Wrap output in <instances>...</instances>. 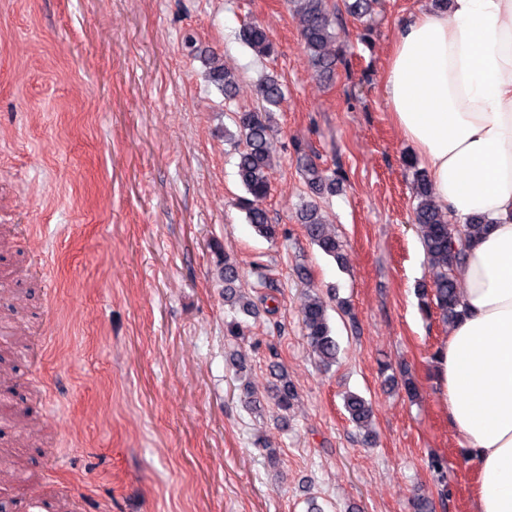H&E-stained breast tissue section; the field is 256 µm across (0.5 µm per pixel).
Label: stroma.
Returning a JSON list of instances; mask_svg holds the SVG:
<instances>
[{
	"label": "stroma",
	"instance_id": "1",
	"mask_svg": "<svg viewBox=\"0 0 512 512\" xmlns=\"http://www.w3.org/2000/svg\"><path fill=\"white\" fill-rule=\"evenodd\" d=\"M333 2L347 54L327 87L288 0H0V224L30 227L0 267L29 294L13 331L44 348L0 374L34 422L0 426L23 465L10 512L71 495L78 512H306L310 496L325 512H414L420 497L433 512H476L475 464L436 383L449 327L417 297L432 281L405 164L417 151L384 88L398 26L432 0H378L367 25ZM247 21L264 26L271 56L238 40ZM189 34L238 69L233 99L185 48ZM268 74L285 86L266 207L289 234L274 243L236 205L245 190L224 142ZM302 154L342 178L318 200L342 262L298 221L311 197ZM228 253L242 288L258 266L278 284L275 314L248 319L242 339L224 327ZM310 287L340 345L328 371L301 330ZM237 355L261 412L244 403ZM274 362L298 392L285 412L269 397ZM405 372L415 395L391 381ZM348 392L371 400V436L349 421Z\"/></svg>",
	"mask_w": 512,
	"mask_h": 512
}]
</instances>
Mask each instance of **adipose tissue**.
Instances as JSON below:
<instances>
[{
    "label": "adipose tissue",
    "mask_w": 512,
    "mask_h": 512,
    "mask_svg": "<svg viewBox=\"0 0 512 512\" xmlns=\"http://www.w3.org/2000/svg\"><path fill=\"white\" fill-rule=\"evenodd\" d=\"M401 135L454 223L485 216L457 272L438 394L476 465L477 512H512V0H452L398 30L385 71Z\"/></svg>",
    "instance_id": "ef3b65f1"
}]
</instances>
